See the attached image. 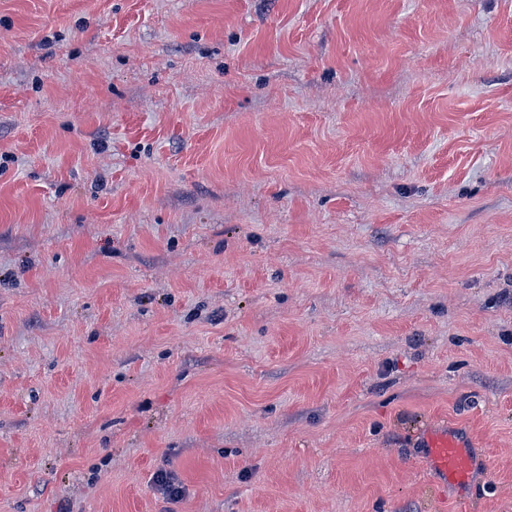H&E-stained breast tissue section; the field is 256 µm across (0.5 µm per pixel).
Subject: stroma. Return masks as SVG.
<instances>
[{"instance_id":"1","label":"stroma","mask_w":512,"mask_h":512,"mask_svg":"<svg viewBox=\"0 0 512 512\" xmlns=\"http://www.w3.org/2000/svg\"><path fill=\"white\" fill-rule=\"evenodd\" d=\"M440 421L512 512V0H0V512H459ZM420 433L427 454L426 465L441 483L447 482L448 487L467 486L479 462L485 466L462 437L448 433L447 423L442 427L428 426ZM153 485L169 503L180 501L186 493L181 481L171 471L160 470L156 472L153 476Z\"/></svg>"}]
</instances>
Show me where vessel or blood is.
<instances>
[{"label":"vessel or blood","mask_w":512,"mask_h":512,"mask_svg":"<svg viewBox=\"0 0 512 512\" xmlns=\"http://www.w3.org/2000/svg\"><path fill=\"white\" fill-rule=\"evenodd\" d=\"M426 464L436 478L451 487L467 486L479 465L477 454L447 427H427L422 431Z\"/></svg>","instance_id":"1"}]
</instances>
